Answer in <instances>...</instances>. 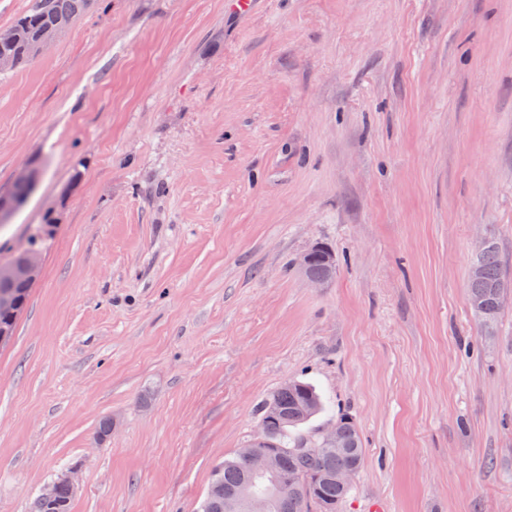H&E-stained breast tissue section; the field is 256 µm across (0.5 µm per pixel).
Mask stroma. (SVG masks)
<instances>
[{"label":"stroma","mask_w":512,"mask_h":512,"mask_svg":"<svg viewBox=\"0 0 512 512\" xmlns=\"http://www.w3.org/2000/svg\"><path fill=\"white\" fill-rule=\"evenodd\" d=\"M31 165L0 512H198L289 380L358 426L342 512H512V305L467 296L481 240L512 272V0H95L0 72V193ZM336 273V263L326 261L324 256L316 254L309 262L304 275L308 278L320 280L323 283L330 280ZM59 483L67 484L70 487V489L72 491H74L73 479L71 476L66 475V476L59 478L56 481L46 484L41 489V492L39 495V500L44 506L53 508L55 506L54 499H55V493H56V500L60 506V508H58V509L62 510L59 512H69L71 498H72V492L65 485H59L56 490V486ZM39 500H38V498L35 500V503H34V511L35 512H58V511H49L48 508H43L40 505Z\"/></svg>","instance_id":"obj_1"}]
</instances>
